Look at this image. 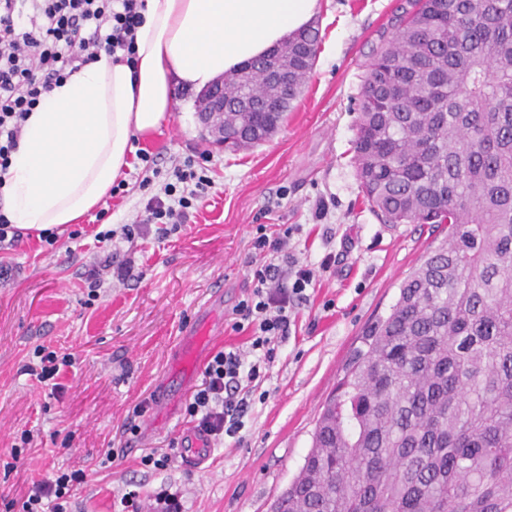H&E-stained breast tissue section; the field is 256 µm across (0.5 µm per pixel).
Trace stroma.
<instances>
[{
	"mask_svg": "<svg viewBox=\"0 0 512 512\" xmlns=\"http://www.w3.org/2000/svg\"><path fill=\"white\" fill-rule=\"evenodd\" d=\"M402 0H319L321 43L301 96L277 132L239 151L205 138L195 90L180 87L169 120L137 147L156 156L161 171L189 155L205 156L212 188L182 230L158 241L145 228L134 241L96 240L97 231L139 220L147 197L142 163L123 173L125 193L103 219L87 214L70 238L55 244L23 238L0 282V512L32 482L60 471L84 470L73 512H119L134 490L142 507L155 494H177L181 512H269L298 474L316 423L363 331L386 316L400 283L448 235L444 224L392 226L364 203L353 164L357 97L371 52L394 30ZM259 224L295 225L288 251L318 268L307 299L253 402L241 442L213 441L202 470L187 467L182 439L193 426L185 405L201 373L177 387L173 410L161 403L180 341L211 311L219 325L206 347L242 348L247 333L232 331L233 311L252 291L250 241ZM111 251L135 261L126 285L105 283L89 300L82 275ZM71 354L56 393L40 388L23 366L38 346ZM137 422L139 434L128 433ZM31 447H19L22 431ZM169 456L166 468L144 466L149 453Z\"/></svg>",
	"mask_w": 512,
	"mask_h": 512,
	"instance_id": "35a3bbf8",
	"label": "stroma"
}]
</instances>
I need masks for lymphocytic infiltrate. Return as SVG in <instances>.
Listing matches in <instances>:
<instances>
[{"mask_svg": "<svg viewBox=\"0 0 512 512\" xmlns=\"http://www.w3.org/2000/svg\"><path fill=\"white\" fill-rule=\"evenodd\" d=\"M145 8L146 0H0L1 174L10 166L27 115L53 86L103 53L134 62ZM175 176L145 205L144 222L154 225L161 241L180 231L211 186L190 158ZM293 232L285 224L272 233L266 225L255 227L253 289L231 324L233 331L249 332V350L212 355L185 406L195 430L208 439H239L251 398L288 337L291 306L314 287L317 270L332 265L329 255L316 270L288 256ZM84 479L83 471L73 470L33 483L19 512H68L72 492Z\"/></svg>", "mask_w": 512, "mask_h": 512, "instance_id": "obj_1", "label": "lymphocytic infiltrate"}]
</instances>
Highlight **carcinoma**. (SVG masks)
<instances>
[{"label":"carcinoma","mask_w":512,"mask_h":512,"mask_svg":"<svg viewBox=\"0 0 512 512\" xmlns=\"http://www.w3.org/2000/svg\"><path fill=\"white\" fill-rule=\"evenodd\" d=\"M319 43L288 44L286 91L266 59L231 72L227 147L282 123ZM353 152L384 223L448 241L366 330L271 512H512V0H408L373 50Z\"/></svg>","instance_id":"1"}]
</instances>
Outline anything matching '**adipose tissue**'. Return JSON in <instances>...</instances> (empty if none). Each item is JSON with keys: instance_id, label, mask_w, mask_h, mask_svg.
Here are the masks:
<instances>
[{"instance_id": "obj_1", "label": "adipose tissue", "mask_w": 512, "mask_h": 512, "mask_svg": "<svg viewBox=\"0 0 512 512\" xmlns=\"http://www.w3.org/2000/svg\"><path fill=\"white\" fill-rule=\"evenodd\" d=\"M318 0H147L134 64L104 55L30 112L0 182L12 224L78 223L129 165L133 141L160 129L176 85L204 90L314 20Z\"/></svg>"}]
</instances>
